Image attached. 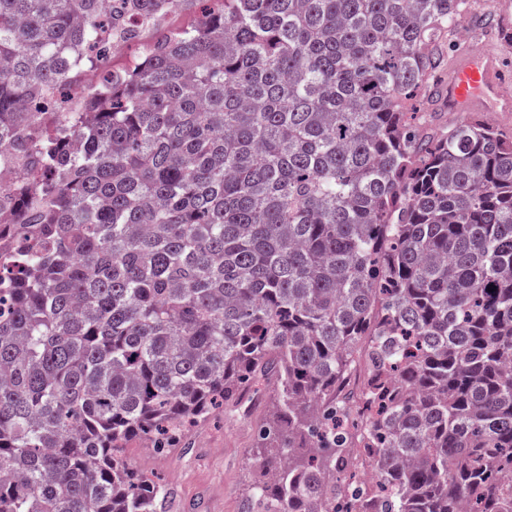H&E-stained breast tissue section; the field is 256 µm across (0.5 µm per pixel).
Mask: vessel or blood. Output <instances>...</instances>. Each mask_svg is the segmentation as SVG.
<instances>
[{
  "mask_svg": "<svg viewBox=\"0 0 512 512\" xmlns=\"http://www.w3.org/2000/svg\"><path fill=\"white\" fill-rule=\"evenodd\" d=\"M502 70L497 58L470 50L455 60L441 101L451 112H511L512 98L502 91Z\"/></svg>",
  "mask_w": 512,
  "mask_h": 512,
  "instance_id": "obj_1",
  "label": "vessel or blood"
}]
</instances>
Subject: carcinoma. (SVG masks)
I'll return each instance as SVG.
<instances>
[{"mask_svg": "<svg viewBox=\"0 0 512 512\" xmlns=\"http://www.w3.org/2000/svg\"><path fill=\"white\" fill-rule=\"evenodd\" d=\"M100 2L0 0V512H166L125 444L260 383L247 512H512V138L421 110L472 0H203L121 72L198 0ZM126 42L117 41L112 44V53L116 52L117 50L124 47ZM109 55L106 59H104L105 65L108 66L110 60L112 59V62L110 64V67L114 70H125L130 68L133 63L137 60L139 57L138 48L135 44L130 45L128 49L121 54L114 55L112 57Z\"/></svg>", "mask_w": 512, "mask_h": 512, "instance_id": "1", "label": "carcinoma"}]
</instances>
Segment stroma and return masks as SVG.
<instances>
[{
  "mask_svg": "<svg viewBox=\"0 0 512 512\" xmlns=\"http://www.w3.org/2000/svg\"><path fill=\"white\" fill-rule=\"evenodd\" d=\"M484 18L512 22V0H474L473 10L460 20L463 35L448 55L480 49L497 56L512 76V44L481 26ZM270 405L269 392H257L238 407L217 409L197 421L179 445L164 454L132 443L130 461L161 476L171 492L169 512H245L251 473L257 467L255 424Z\"/></svg>",
  "mask_w": 512,
  "mask_h": 512,
  "instance_id": "1",
  "label": "stroma"
}]
</instances>
